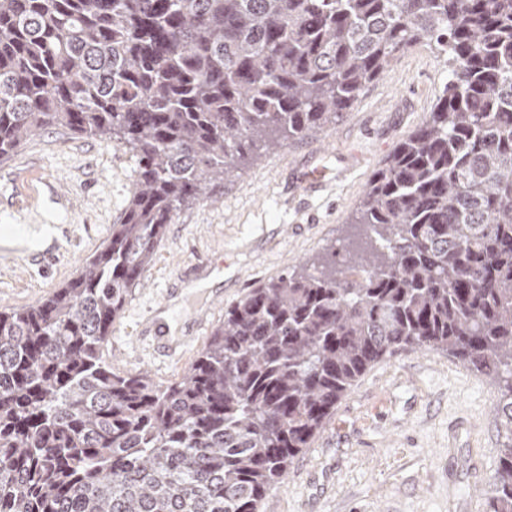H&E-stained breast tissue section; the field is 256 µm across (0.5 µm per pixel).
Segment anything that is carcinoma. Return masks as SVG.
<instances>
[{
	"instance_id": "carcinoma-1",
	"label": "carcinoma",
	"mask_w": 512,
	"mask_h": 512,
	"mask_svg": "<svg viewBox=\"0 0 512 512\" xmlns=\"http://www.w3.org/2000/svg\"><path fill=\"white\" fill-rule=\"evenodd\" d=\"M417 45L448 84L370 181L349 274L333 255L250 289L176 382L112 368L181 206ZM47 129L138 176L65 286L0 311V512H259L357 379L421 348L504 382L487 512H512V0H0V163Z\"/></svg>"
}]
</instances>
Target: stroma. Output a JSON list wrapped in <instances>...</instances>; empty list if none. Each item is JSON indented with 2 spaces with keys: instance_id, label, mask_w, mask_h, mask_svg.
<instances>
[{
  "instance_id": "stroma-1",
  "label": "stroma",
  "mask_w": 512,
  "mask_h": 512,
  "mask_svg": "<svg viewBox=\"0 0 512 512\" xmlns=\"http://www.w3.org/2000/svg\"><path fill=\"white\" fill-rule=\"evenodd\" d=\"M447 82L443 59L414 47L349 112L293 143L268 135L260 163L182 206L112 328L113 367L177 381L250 288L312 271L332 251L347 271L371 175ZM135 170L125 147L61 131L0 164V309L37 304L76 273L124 211ZM154 323L171 336L199 332L170 354L143 340ZM498 395L445 351H399L337 403L260 512H470L487 501L501 456Z\"/></svg>"
}]
</instances>
